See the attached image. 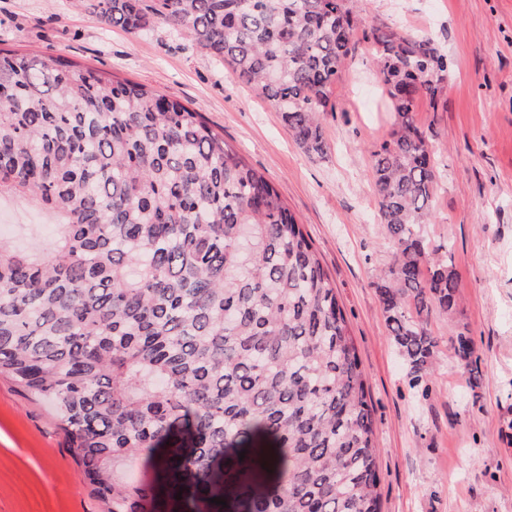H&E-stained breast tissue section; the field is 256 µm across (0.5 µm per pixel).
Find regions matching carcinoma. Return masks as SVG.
<instances>
[{
    "instance_id": "obj_1",
    "label": "carcinoma",
    "mask_w": 512,
    "mask_h": 512,
    "mask_svg": "<svg viewBox=\"0 0 512 512\" xmlns=\"http://www.w3.org/2000/svg\"><path fill=\"white\" fill-rule=\"evenodd\" d=\"M358 3L91 8L129 33H188L323 160ZM367 43L394 115L369 166L390 249L376 289L424 398L429 321L460 306L450 251L424 230L438 171L415 121L417 102L443 93L448 57L427 35L376 29ZM5 197L53 212L61 233L39 256L0 242V375L54 410L106 512H382L367 376L334 283L265 173L202 113L64 55L0 48ZM450 341L479 387L473 337L463 326Z\"/></svg>"
}]
</instances>
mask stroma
Segmentation results:
<instances>
[{
    "label": "stroma",
    "mask_w": 512,
    "mask_h": 512,
    "mask_svg": "<svg viewBox=\"0 0 512 512\" xmlns=\"http://www.w3.org/2000/svg\"><path fill=\"white\" fill-rule=\"evenodd\" d=\"M358 14L366 30L431 35L451 63L446 90L415 112L438 160L426 231L451 245L462 298L457 322L432 320L439 347L424 399L408 386L375 288L390 253L368 163L392 114L366 42L338 84L335 111L322 116L331 151L321 161L190 35H130L69 0H0V48L62 54L201 112L273 183L335 283L368 376L382 512H512V0H361ZM0 224V239L20 249H47L57 237L51 215L22 200L0 202ZM459 323L478 346L476 392L450 343ZM0 512H105L49 407L4 377Z\"/></svg>",
    "instance_id": "stroma-1"
}]
</instances>
